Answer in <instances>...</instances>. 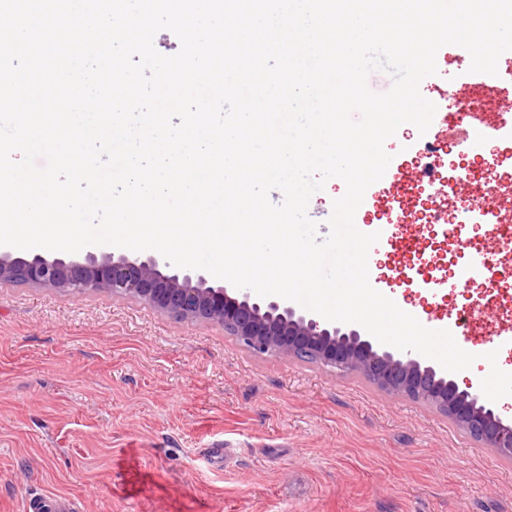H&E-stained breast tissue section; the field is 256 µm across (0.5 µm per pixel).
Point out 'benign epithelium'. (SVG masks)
Segmentation results:
<instances>
[{
	"label": "benign epithelium",
	"mask_w": 512,
	"mask_h": 512,
	"mask_svg": "<svg viewBox=\"0 0 512 512\" xmlns=\"http://www.w3.org/2000/svg\"><path fill=\"white\" fill-rule=\"evenodd\" d=\"M0 284L69 294L101 292L139 299L179 320L219 324L255 353L356 373L389 395L422 402L512 461V421L504 420L480 391L459 389L447 373L424 364L418 353L382 348L352 324L326 321L249 289L230 292L210 284L203 270L177 268L154 255L131 258L89 251L78 258H48L0 249Z\"/></svg>",
	"instance_id": "7a95c632"
}]
</instances>
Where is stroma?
I'll return each mask as SVG.
<instances>
[{"instance_id": "35a3bbf8", "label": "stroma", "mask_w": 512, "mask_h": 512, "mask_svg": "<svg viewBox=\"0 0 512 512\" xmlns=\"http://www.w3.org/2000/svg\"><path fill=\"white\" fill-rule=\"evenodd\" d=\"M448 321V289L402 288ZM512 373L504 338L466 328ZM224 444L221 463L202 451ZM512 512V461L364 377L254 353L222 326L105 293L0 285V512ZM27 512H73V508L65 500L54 496L41 495L28 502Z\"/></svg>"}]
</instances>
